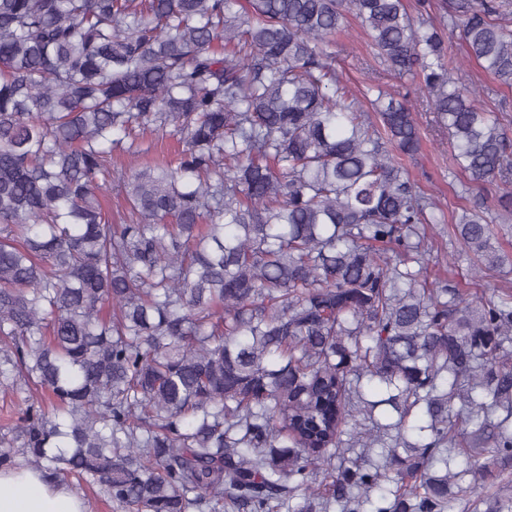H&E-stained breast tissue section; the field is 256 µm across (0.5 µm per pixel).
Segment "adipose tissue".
<instances>
[{"label":"adipose tissue","instance_id":"ef3b65f1","mask_svg":"<svg viewBox=\"0 0 512 512\" xmlns=\"http://www.w3.org/2000/svg\"><path fill=\"white\" fill-rule=\"evenodd\" d=\"M0 512H88L81 495L32 467L0 468Z\"/></svg>","mask_w":512,"mask_h":512}]
</instances>
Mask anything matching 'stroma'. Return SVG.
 Masks as SVG:
<instances>
[{
	"mask_svg": "<svg viewBox=\"0 0 512 512\" xmlns=\"http://www.w3.org/2000/svg\"><path fill=\"white\" fill-rule=\"evenodd\" d=\"M331 51L334 65L346 75L352 90L362 89L368 79L378 76L391 93L409 101L422 136V150L414 158L404 159L403 164L420 189L434 197L443 211L442 222L434 226L433 236L439 255L451 253L456 257L448 274L449 284L468 282L470 260L467 255L460 253L455 240L448 235V226L453 217L461 213L462 202L455 195L453 187L461 180L462 174L452 162L448 134L436 125L418 82L388 76L384 63L354 18L345 20L342 31L333 39ZM461 75L466 83L479 89L480 104L499 111L502 128L506 136L512 139V108L508 111L501 108L505 102L512 105V90L503 91L473 64L464 65Z\"/></svg>",
	"mask_w": 512,
	"mask_h": 512,
	"instance_id": "1",
	"label": "stroma"
}]
</instances>
